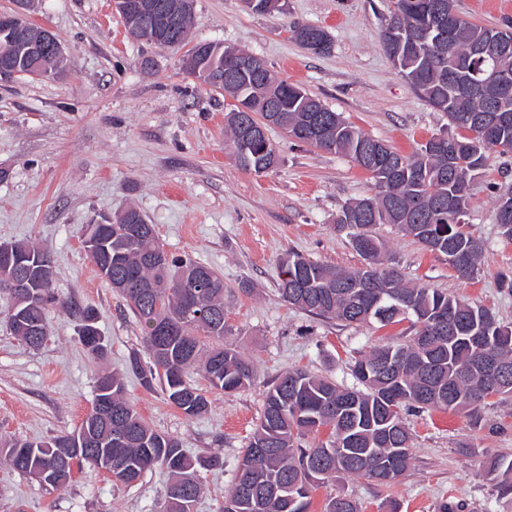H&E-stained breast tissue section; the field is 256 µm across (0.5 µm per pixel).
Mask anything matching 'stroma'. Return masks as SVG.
<instances>
[{"label": "stroma", "mask_w": 512, "mask_h": 512, "mask_svg": "<svg viewBox=\"0 0 512 512\" xmlns=\"http://www.w3.org/2000/svg\"><path fill=\"white\" fill-rule=\"evenodd\" d=\"M391 0H288L286 13L256 15L241 0H195L192 42L231 43L263 57L276 77L298 83L364 133L413 154L445 130L448 117L427 106L381 43ZM474 23H512V0H454ZM31 19L58 38L66 66L52 78L0 83V241L49 251L61 299L47 313V341L28 347L9 328L0 298V441H39L75 430L91 411L98 377L118 372L126 397L156 431L187 453L219 457L201 470L193 512H222L236 458L261 414L267 382L303 368L351 383L358 352L379 340H405L407 323L344 326L283 302L279 262L288 250L347 269L360 266L333 220L341 206L373 192L369 174L347 158L296 143L279 129L269 138L282 162L273 172L241 170L225 144L223 95L188 74L184 50L133 39L112 0H33ZM325 27L333 46L316 55L287 36L291 23ZM512 183V157H493L471 186L469 230L487 242L479 270L463 279L448 258L381 224L387 253L412 282L491 309L512 323V294L496 274L512 269V243L497 235L492 184ZM133 206L164 248L190 254L224 277L225 343L253 359L257 382L228 397L208 390V412L189 418L146 389L129 368L143 352V326L98 275L84 246L87 225ZM249 280L253 294L240 291ZM91 307L108 342L98 358L79 342L64 302ZM485 425L452 410L408 413L413 461L396 484L345 477L321 485L312 512L347 495L361 512H512L483 474L512 456V399H490ZM169 481L160 467L132 486L114 484L89 465L61 492L0 461V512H161Z\"/></svg>", "instance_id": "35a3bbf8"}]
</instances>
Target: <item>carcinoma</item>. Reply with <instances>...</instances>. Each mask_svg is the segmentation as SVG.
Segmentation results:
<instances>
[{
  "instance_id": "carcinoma-1",
  "label": "carcinoma",
  "mask_w": 512,
  "mask_h": 512,
  "mask_svg": "<svg viewBox=\"0 0 512 512\" xmlns=\"http://www.w3.org/2000/svg\"><path fill=\"white\" fill-rule=\"evenodd\" d=\"M441 1L451 12L442 38L433 9ZM155 2L161 5L157 13L125 22L128 33L166 49L187 45L195 0ZM390 18L397 32L390 44L381 39L386 54L399 59V72L428 106L448 114V130L410 156L363 133L305 88L274 78L268 66L240 67L251 56L247 51L221 42H198L187 51V68L199 83L237 100L224 115L225 143L244 171L262 174L279 166L269 136L246 132V125L271 118L293 141L345 156L374 180L373 194L345 203L334 219L336 230L362 258L361 267L346 270L292 250L277 283L283 300L319 319L382 327L407 321L412 331L405 342L375 345L356 358L349 385L299 368L269 384L259 421L224 495L233 512H310L313 490L345 476L384 485L379 471L391 469L402 477L411 466V435L403 413L458 410L479 427L487 400L512 396V327L483 306L408 282L375 233L377 225L392 224L426 251L458 255L460 262L452 268L459 277L477 272L486 242L457 223L448 201L471 209V195L455 196L460 184L482 176L491 156L506 155L476 145L481 139L473 125L477 116L508 114L499 138L512 145V94L505 99L492 83L475 85L487 70L512 77V47L489 42L487 27L461 17L454 0H392ZM0 55L21 78L32 68L55 76L64 62V56L44 47L32 51L3 20ZM503 200L504 194H497L498 233L512 243V210H503ZM86 231L100 242L88 253L91 262L143 324L149 363L135 355L130 368L146 388L159 382L169 403L188 417H199L210 402L188 381L190 372L201 373L210 388L226 395L254 384V362L224 344L222 275L189 255L168 254L154 225L134 207L110 224L87 225ZM14 246L31 287L21 293L0 291L13 312V332L38 348L43 341L31 324L46 322L49 305L59 302L53 266L44 262L46 251L25 242ZM63 307L79 321L80 341H97L91 351L104 355L107 342L96 327L95 311ZM324 428L326 440L308 448L297 444ZM0 455L26 476L47 473V485L57 490L72 482L74 466L84 462L122 485L164 467L172 474L164 512H191L202 493L198 469L223 466L216 457L189 456L178 438L150 428L114 374L98 380L92 410L77 430L43 442H9ZM486 474L498 494L512 496V456L491 461ZM323 512L360 508L352 497H332Z\"/></svg>"
}]
</instances>
